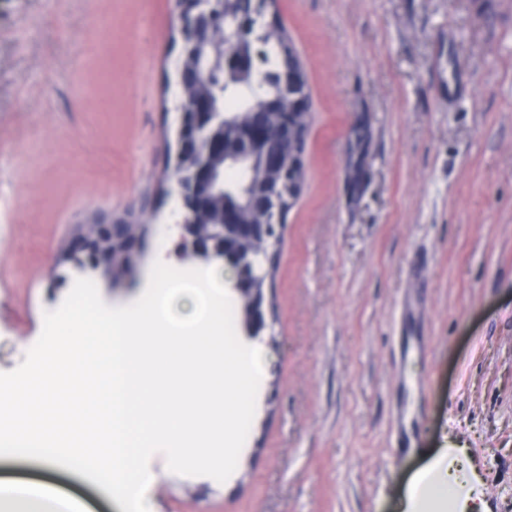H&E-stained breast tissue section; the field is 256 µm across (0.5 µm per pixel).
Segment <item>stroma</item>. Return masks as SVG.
<instances>
[{"mask_svg": "<svg viewBox=\"0 0 512 512\" xmlns=\"http://www.w3.org/2000/svg\"><path fill=\"white\" fill-rule=\"evenodd\" d=\"M278 9L311 116L269 284L274 333L250 342L255 416L226 482L154 453V510L402 512L446 443L465 448L488 512H512V0ZM177 29L174 0H0V372L76 279L113 307L145 292L175 207L161 189ZM140 207L133 281L58 263L81 216ZM17 476L123 512L71 469L1 459L0 479Z\"/></svg>", "mask_w": 512, "mask_h": 512, "instance_id": "obj_1", "label": "stroma"}]
</instances>
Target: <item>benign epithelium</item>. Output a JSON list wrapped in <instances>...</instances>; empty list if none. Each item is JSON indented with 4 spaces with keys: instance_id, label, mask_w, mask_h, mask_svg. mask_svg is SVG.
<instances>
[{
    "instance_id": "7a95c632",
    "label": "benign epithelium",
    "mask_w": 512,
    "mask_h": 512,
    "mask_svg": "<svg viewBox=\"0 0 512 512\" xmlns=\"http://www.w3.org/2000/svg\"><path fill=\"white\" fill-rule=\"evenodd\" d=\"M182 38L181 53L189 56L206 48L216 31L224 29L225 52L211 63L226 76L254 74L255 55L250 41L273 15H263L261 0L231 21L224 20L222 0H175ZM300 60L279 70L282 96L292 99L303 120L284 116L277 128L264 118L235 120L216 110L209 98L190 106L179 104L177 136L181 167L175 170V227L179 235L178 257L187 262L218 263L233 272L232 288L248 307L245 329L257 337L268 328L264 291L256 283L267 280L270 258L252 245L266 240L268 219L282 213L284 188L279 181L261 186L234 185L224 181V165L250 169L261 166L278 170L293 168L285 148L304 141L309 129V85L299 76ZM132 217L97 213L82 221L80 232L67 246L65 258L75 264L93 260L112 274L115 255L132 251L145 235Z\"/></svg>"
}]
</instances>
